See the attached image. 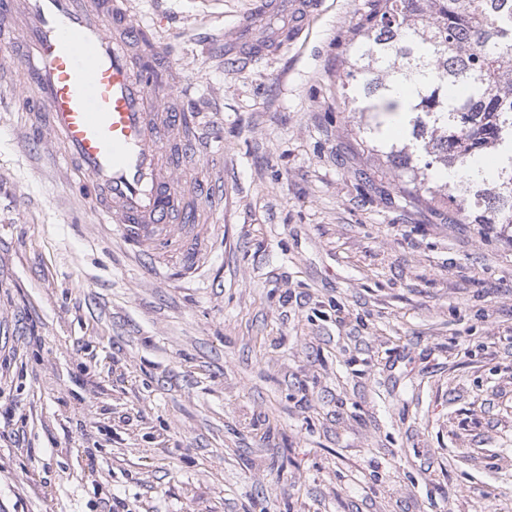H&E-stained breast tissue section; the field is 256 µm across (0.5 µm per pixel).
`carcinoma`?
Masks as SVG:
<instances>
[{"label": "carcinoma", "mask_w": 512, "mask_h": 512, "mask_svg": "<svg viewBox=\"0 0 512 512\" xmlns=\"http://www.w3.org/2000/svg\"><path fill=\"white\" fill-rule=\"evenodd\" d=\"M339 81L405 202L512 224V0H369Z\"/></svg>", "instance_id": "obj_1"}]
</instances>
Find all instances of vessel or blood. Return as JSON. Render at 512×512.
Returning <instances> with one entry per match:
<instances>
[{"mask_svg": "<svg viewBox=\"0 0 512 512\" xmlns=\"http://www.w3.org/2000/svg\"><path fill=\"white\" fill-rule=\"evenodd\" d=\"M320 4L259 0L235 42L260 55L295 39ZM282 11L287 26L257 38L260 20ZM146 29L131 17L129 0H9L0 9V63L35 87L32 110L86 176V197L101 221L138 253L174 254L210 227L182 206L179 183L161 156L169 145L198 155L204 144L186 131L184 112L162 111L177 87L164 50L153 48L154 65L143 61Z\"/></svg>", "mask_w": 512, "mask_h": 512, "instance_id": "vessel-or-blood-1", "label": "vessel or blood"}]
</instances>
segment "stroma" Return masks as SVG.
<instances>
[{
    "label": "stroma",
    "instance_id": "stroma-1",
    "mask_svg": "<svg viewBox=\"0 0 512 512\" xmlns=\"http://www.w3.org/2000/svg\"><path fill=\"white\" fill-rule=\"evenodd\" d=\"M210 137L197 268L146 276L0 70V512H512V224L415 207L337 89L366 0H132ZM320 4L321 0H261L251 14L239 22L234 43L247 48L254 57H258L264 47L282 46L281 42L287 37L291 43ZM281 11L288 13L287 26L258 40L256 33L260 20Z\"/></svg>",
    "mask_w": 512,
    "mask_h": 512
}]
</instances>
